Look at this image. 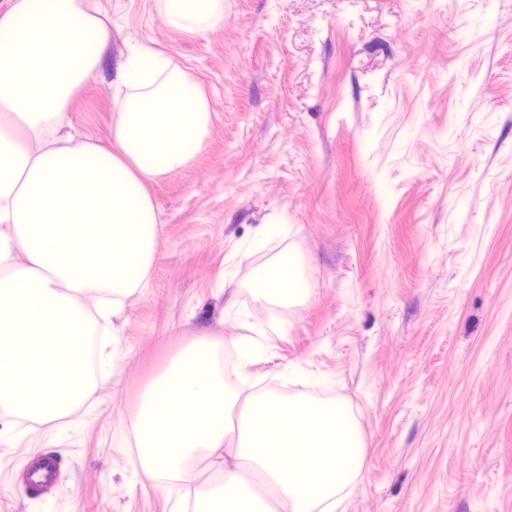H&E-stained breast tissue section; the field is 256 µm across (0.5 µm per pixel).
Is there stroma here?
Masks as SVG:
<instances>
[{"label":"stroma","instance_id":"obj_1","mask_svg":"<svg viewBox=\"0 0 512 512\" xmlns=\"http://www.w3.org/2000/svg\"><path fill=\"white\" fill-rule=\"evenodd\" d=\"M223 2L194 35L157 0H90L110 39L75 127L109 143L134 48L199 83L211 126L149 188L162 233L111 379L52 424L0 413V512H192L206 475L160 490L134 428L203 334L252 347L251 390L345 405L366 457L337 512H512V0ZM282 264L298 297H257Z\"/></svg>","mask_w":512,"mask_h":512}]
</instances>
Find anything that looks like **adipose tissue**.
<instances>
[{
	"label": "adipose tissue",
	"instance_id": "adipose-tissue-1",
	"mask_svg": "<svg viewBox=\"0 0 512 512\" xmlns=\"http://www.w3.org/2000/svg\"><path fill=\"white\" fill-rule=\"evenodd\" d=\"M193 34L222 0H159ZM105 14L86 0H7L0 11V323L37 322L47 342L27 379L0 342V409L48 424L118 367L113 318L142 287L161 232L148 186L202 151L211 112L201 87L160 55L117 70L112 139H76L68 106L103 68Z\"/></svg>",
	"mask_w": 512,
	"mask_h": 512
}]
</instances>
